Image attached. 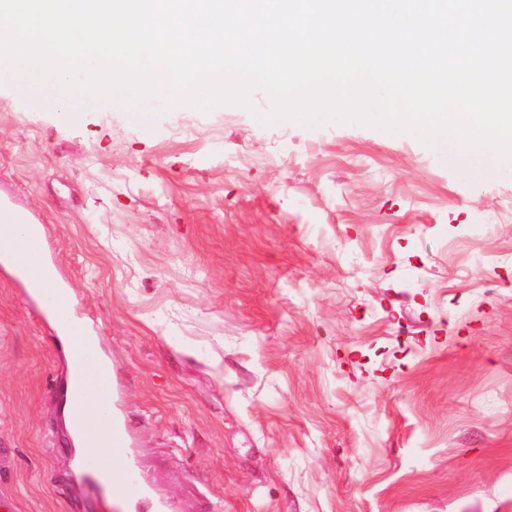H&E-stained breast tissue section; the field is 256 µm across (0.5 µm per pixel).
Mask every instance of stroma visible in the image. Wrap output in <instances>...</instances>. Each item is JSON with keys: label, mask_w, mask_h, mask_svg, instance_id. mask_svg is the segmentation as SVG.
Segmentation results:
<instances>
[{"label": "stroma", "mask_w": 512, "mask_h": 512, "mask_svg": "<svg viewBox=\"0 0 512 512\" xmlns=\"http://www.w3.org/2000/svg\"><path fill=\"white\" fill-rule=\"evenodd\" d=\"M252 101L0 83V198L45 224L142 479L169 512H512V175ZM66 379L0 261V512H104Z\"/></svg>", "instance_id": "obj_1"}]
</instances>
